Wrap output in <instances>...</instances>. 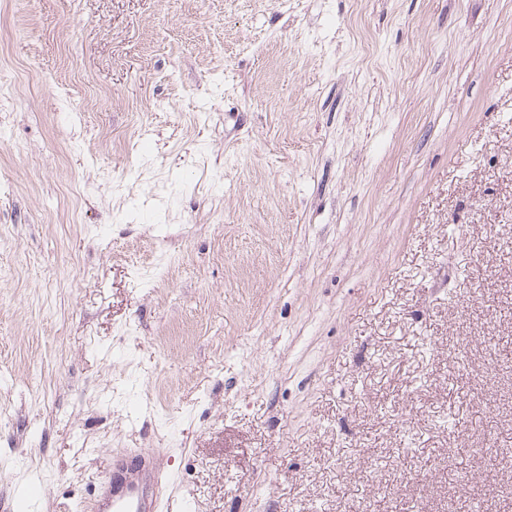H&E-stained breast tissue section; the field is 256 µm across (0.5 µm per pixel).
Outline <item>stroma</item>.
I'll list each match as a JSON object with an SVG mask.
<instances>
[{"mask_svg": "<svg viewBox=\"0 0 512 512\" xmlns=\"http://www.w3.org/2000/svg\"><path fill=\"white\" fill-rule=\"evenodd\" d=\"M131 448L512 512V0H0V512Z\"/></svg>", "mask_w": 512, "mask_h": 512, "instance_id": "1", "label": "stroma"}]
</instances>
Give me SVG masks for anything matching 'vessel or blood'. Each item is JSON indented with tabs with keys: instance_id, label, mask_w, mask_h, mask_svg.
<instances>
[{
	"instance_id": "1",
	"label": "vessel or blood",
	"mask_w": 512,
	"mask_h": 512,
	"mask_svg": "<svg viewBox=\"0 0 512 512\" xmlns=\"http://www.w3.org/2000/svg\"><path fill=\"white\" fill-rule=\"evenodd\" d=\"M137 461L135 475H127L115 464L98 483L93 512H148L147 488L164 489L165 478L152 452L140 449L131 453Z\"/></svg>"
}]
</instances>
